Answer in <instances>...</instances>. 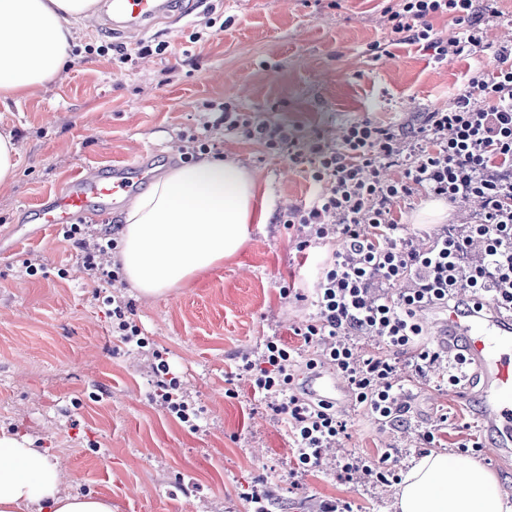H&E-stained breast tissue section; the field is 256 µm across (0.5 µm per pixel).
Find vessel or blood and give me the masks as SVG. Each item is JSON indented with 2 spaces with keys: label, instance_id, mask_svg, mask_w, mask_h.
Segmentation results:
<instances>
[{
  "label": "vessel or blood",
  "instance_id": "1",
  "mask_svg": "<svg viewBox=\"0 0 512 512\" xmlns=\"http://www.w3.org/2000/svg\"><path fill=\"white\" fill-rule=\"evenodd\" d=\"M172 0H105L100 23L127 32H144L162 18L171 16ZM154 175L145 158L82 174L64 192L45 201L39 210L42 226L62 229L90 203L120 207L138 186ZM425 320L434 321L439 347L451 356L463 357L469 373L458 394L474 400V414L489 436V452L500 456L512 451V311L479 306L472 296L454 294L450 304L426 309ZM308 383L313 398L340 403L345 382L325 368Z\"/></svg>",
  "mask_w": 512,
  "mask_h": 512
}]
</instances>
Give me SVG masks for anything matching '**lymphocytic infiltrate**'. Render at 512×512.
Here are the masks:
<instances>
[{"mask_svg": "<svg viewBox=\"0 0 512 512\" xmlns=\"http://www.w3.org/2000/svg\"><path fill=\"white\" fill-rule=\"evenodd\" d=\"M398 42H426L438 61H453L480 46L481 20L474 0H395L384 7ZM452 13L459 27L448 40H431L429 19ZM496 71H476L465 93L448 109L426 113L414 133L405 125L351 123L339 144L313 150L310 177L320 193L307 204L281 214L282 223L299 226V250L341 234L344 246L319 268L315 294L317 313L302 329L301 343L271 337L258 350L242 354V368L253 377V389L286 427L294 443L297 468L313 472L326 465L325 448L347 431L335 406L294 390L300 370L331 363L379 427L403 420L406 407L398 396L397 357L408 354L418 376L446 367L456 385L461 360L422 340L419 312L448 299L449 289L480 300L512 307V46L501 47ZM224 128L269 149L289 140L282 126L255 122L251 116L225 109ZM410 151H402L405 139ZM404 164L402 179H386V168ZM424 191L453 204L478 202L467 224L433 228L429 244L417 247L413 236L393 216V203ZM85 252V268L93 278L112 279L101 258L114 242L88 241L80 225L62 233ZM372 336L382 351H361L356 339ZM157 379L154 398L180 422L195 426L197 415L170 375V365L153 353ZM393 472L384 459L349 454L339 476L364 484L387 483Z\"/></svg>", "mask_w": 512, "mask_h": 512, "instance_id": "lymphocytic-infiltrate-1", "label": "lymphocytic infiltrate"}]
</instances>
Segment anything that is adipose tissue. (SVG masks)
<instances>
[{"label": "adipose tissue", "mask_w": 512, "mask_h": 512, "mask_svg": "<svg viewBox=\"0 0 512 512\" xmlns=\"http://www.w3.org/2000/svg\"><path fill=\"white\" fill-rule=\"evenodd\" d=\"M95 0H0V102L25 98L62 69L77 21ZM257 180L220 158L173 168L123 215L119 244L128 282L160 297L235 258L263 224ZM397 512H507L494 473L468 456L413 460L394 491ZM0 512H112L105 496L64 493L59 462L25 438L0 433Z\"/></svg>", "instance_id": "1"}]
</instances>
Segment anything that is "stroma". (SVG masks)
Masks as SVG:
<instances>
[{
	"mask_svg": "<svg viewBox=\"0 0 512 512\" xmlns=\"http://www.w3.org/2000/svg\"><path fill=\"white\" fill-rule=\"evenodd\" d=\"M384 0H205L181 20L145 33L114 34L86 20L66 67L20 101L0 102V133L18 147L14 179L0 187V230L38 221V205L71 177L141 153L157 175L207 156L241 163L257 176L255 211L243 250L158 298L120 280L94 284L81 252L47 228L31 240L0 243V431L29 439L64 465V486L103 495L113 512H247V495L266 480L275 512H319L322 500L353 512H394L393 488L351 486L333 473L291 484L293 442L255 397L242 353L270 336L299 345L295 331L314 316L311 300L284 299L282 288H313L319 263L339 239L298 256L295 229L280 212L313 198L307 165L293 161L322 141L338 143L352 122L416 127L422 113L447 108L474 67H494L495 48L512 42V0H481L484 45L452 62L419 44H394ZM202 31L190 42L192 31ZM120 43L131 62L96 54ZM165 44L138 56L139 43ZM380 44L383 55L370 52ZM287 127L289 149L268 150L225 132V108ZM38 257L37 275L23 263ZM128 302L149 342L129 348L112 333L98 294ZM198 414L190 430L151 401L152 351ZM400 375L410 419L379 429L353 398L341 409L345 436L332 459L355 451L389 452L398 472L422 455L418 432L435 426L437 451L455 454L465 439L486 441L471 402L456 398L440 372Z\"/></svg>",
	"mask_w": 512,
	"mask_h": 512,
	"instance_id": "obj_1",
	"label": "stroma"
}]
</instances>
